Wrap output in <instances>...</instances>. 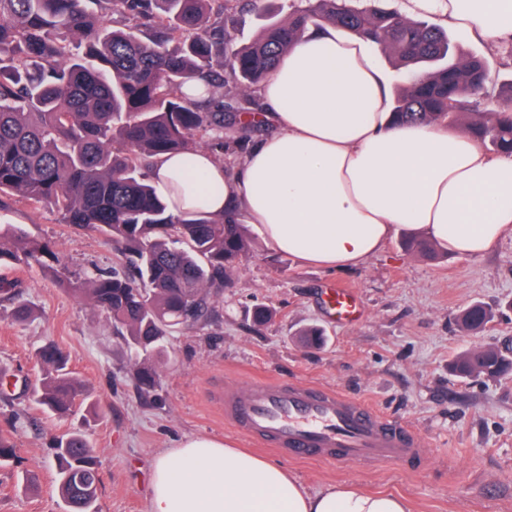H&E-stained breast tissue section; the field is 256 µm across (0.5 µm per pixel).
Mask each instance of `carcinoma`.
Masks as SVG:
<instances>
[{
	"instance_id": "carcinoma-1",
	"label": "carcinoma",
	"mask_w": 512,
	"mask_h": 512,
	"mask_svg": "<svg viewBox=\"0 0 512 512\" xmlns=\"http://www.w3.org/2000/svg\"><path fill=\"white\" fill-rule=\"evenodd\" d=\"M260 0H0V195H17L56 210L66 224L109 237L121 256L110 272L93 270L67 282L111 321L136 354L159 355L177 325L209 313L211 291L227 287L251 249L236 212L174 214L152 185L154 159L195 150L208 138L235 152L244 135L224 140V128L249 112L231 98L211 109L227 86L251 88L267 80L280 58L311 28L333 26L380 48L395 67L422 66L394 95L398 121L461 128L497 154L512 156V91L490 82L485 58L466 53L431 20L366 5V0L291 4L285 18L238 43L236 16ZM120 26L105 27L107 15ZM193 81L205 95L184 92ZM59 262L46 242L18 225L0 226V264L20 259ZM14 318L32 309L0 281ZM494 314L473 302L459 315L476 331V316ZM36 356L46 376L33 387L36 402L57 415L74 412L82 395L67 360L52 342ZM459 378L491 379L512 371L496 346L470 349L450 365ZM143 389L157 385L149 359L133 373ZM57 483L67 512H97L100 460L81 430L54 443Z\"/></svg>"
}]
</instances>
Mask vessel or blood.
<instances>
[{
  "mask_svg": "<svg viewBox=\"0 0 512 512\" xmlns=\"http://www.w3.org/2000/svg\"><path fill=\"white\" fill-rule=\"evenodd\" d=\"M324 306L336 323L360 321L355 289H326ZM224 420L244 436L295 460L344 468L400 463L417 471L424 442L407 423L371 404L320 385L253 382L224 391Z\"/></svg>",
  "mask_w": 512,
  "mask_h": 512,
  "instance_id": "vessel-or-blood-1",
  "label": "vessel or blood"
}]
</instances>
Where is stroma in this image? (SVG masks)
Masks as SVG:
<instances>
[{
	"instance_id": "stroma-1",
	"label": "stroma",
	"mask_w": 512,
	"mask_h": 512,
	"mask_svg": "<svg viewBox=\"0 0 512 512\" xmlns=\"http://www.w3.org/2000/svg\"><path fill=\"white\" fill-rule=\"evenodd\" d=\"M449 33L486 58L497 90L512 86V42L493 46L455 27ZM1 224L24 225L52 247L66 271L0 266V281L17 283L34 309L32 319L16 322L12 304L0 296V376L8 380L0 390V433L17 448L15 461L0 468V512H65L53 442L76 428L101 460L98 512H147L156 457L189 436L220 438L278 460L311 492L348 484L405 497L412 512H512V375L461 379L448 369L463 351L512 345V234L484 256L446 251L431 261L407 252L400 233L364 263L335 270L276 251L249 225L252 250L231 287L213 296L207 322L166 337L156 362L159 384L147 394L110 321L60 283L94 268L111 271L115 245L16 196L0 204ZM331 283L357 289L360 322L339 325L326 317L322 293ZM476 301L490 306L494 319L481 332H463L456 317ZM260 305L273 317L257 326L252 311ZM312 325L326 333L321 347L296 340L299 329ZM49 340L85 390L82 405L66 417L31 398L43 374L36 350ZM253 378L315 382L369 400L412 425L428 458L415 473L400 465L336 470L254 449L225 425L217 407L225 385ZM28 473L36 477L31 491L21 482Z\"/></svg>"
}]
</instances>
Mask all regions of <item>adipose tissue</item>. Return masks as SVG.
<instances>
[{
  "instance_id": "obj_1",
  "label": "adipose tissue",
  "mask_w": 512,
  "mask_h": 512,
  "mask_svg": "<svg viewBox=\"0 0 512 512\" xmlns=\"http://www.w3.org/2000/svg\"><path fill=\"white\" fill-rule=\"evenodd\" d=\"M487 42L512 41V0H410ZM244 124L268 129L227 172L202 149L155 159L173 212L244 213L267 242L336 269L405 230L476 257L512 232V158L438 124L395 125L387 74L366 42L327 26L304 35L260 84ZM149 512H411L393 494L308 492L279 463L188 437L154 463Z\"/></svg>"
}]
</instances>
